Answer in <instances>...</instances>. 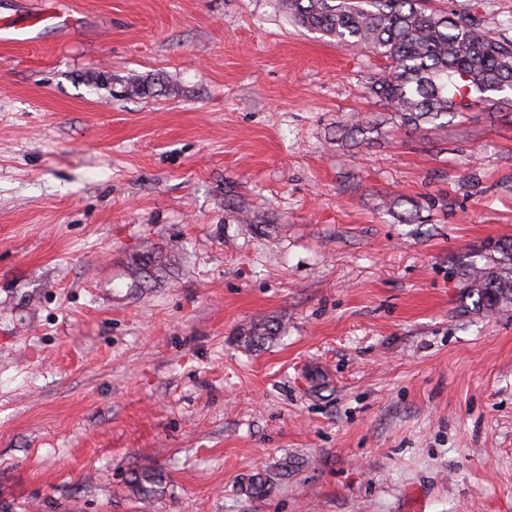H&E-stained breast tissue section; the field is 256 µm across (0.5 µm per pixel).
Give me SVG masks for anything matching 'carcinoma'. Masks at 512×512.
Listing matches in <instances>:
<instances>
[{
  "mask_svg": "<svg viewBox=\"0 0 512 512\" xmlns=\"http://www.w3.org/2000/svg\"><path fill=\"white\" fill-rule=\"evenodd\" d=\"M281 6L300 25L340 47L384 57L388 70L370 82L368 92L412 135L422 136L428 127H439L438 120L478 107L512 110V40L495 35L484 19L434 9L427 0H281ZM337 131L342 143L368 145L377 127L353 115ZM381 205L402 223L420 219L418 206L407 197H386ZM460 265L476 311L492 316L512 309L511 242L471 251ZM161 270L157 261L139 260L129 266L128 278L138 288ZM281 331V323L264 320L241 335L257 346ZM271 488V480L256 477L247 492L264 498Z\"/></svg>",
  "mask_w": 512,
  "mask_h": 512,
  "instance_id": "cac0c4a2",
  "label": "carcinoma"
}]
</instances>
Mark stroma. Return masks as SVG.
<instances>
[{
    "label": "stroma",
    "mask_w": 512,
    "mask_h": 512,
    "mask_svg": "<svg viewBox=\"0 0 512 512\" xmlns=\"http://www.w3.org/2000/svg\"><path fill=\"white\" fill-rule=\"evenodd\" d=\"M435 5L512 39V0ZM66 11L0 44V512H512V310L457 269L512 242V112L401 133L384 58L279 0ZM376 125V122L354 114L337 127L338 140L341 143H351L355 146L360 144L368 145L373 141L371 135L377 133ZM380 204L388 212L396 215L399 221L402 223H415L421 219L418 206L410 198L401 195L396 197L392 196L389 198L385 197L381 200ZM405 204L410 205L411 207L401 211H396V209H400ZM162 264L151 259L139 260L129 266L128 278L131 280L130 286L140 287L142 281L153 276L158 277L159 272L163 269ZM282 331V325L275 320H264L253 322L247 329H243L240 333L244 336V341L252 346L265 344L266 341L272 340Z\"/></svg>",
    "instance_id": "obj_1"
}]
</instances>
